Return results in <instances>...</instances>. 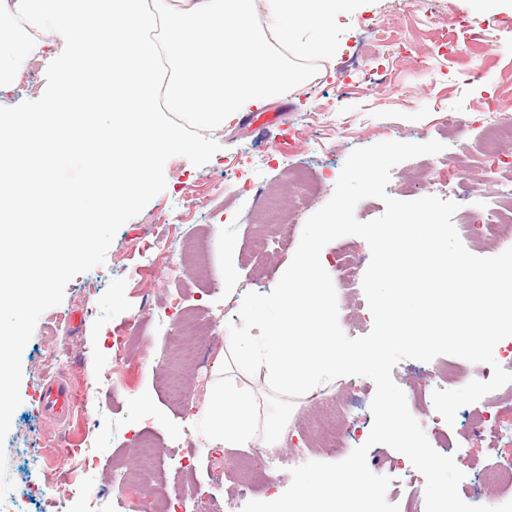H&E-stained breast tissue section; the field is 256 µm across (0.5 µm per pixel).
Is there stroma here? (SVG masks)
<instances>
[{
    "label": "stroma",
    "mask_w": 512,
    "mask_h": 512,
    "mask_svg": "<svg viewBox=\"0 0 512 512\" xmlns=\"http://www.w3.org/2000/svg\"><path fill=\"white\" fill-rule=\"evenodd\" d=\"M344 32L341 48L319 63L318 73L268 107L285 112L280 125H248L229 117L212 137L220 149L200 167L182 156L164 166L166 189L118 230L103 264L76 276L63 301L39 318L22 353V403L14 411L4 443L11 490L0 512H141L151 499L153 512H168L163 497L168 483L182 484L185 512L205 498L208 512H242L252 500L271 502L291 485V468L309 461H336L335 452L318 447L315 424L322 407L333 404L337 426L357 424L361 437L373 425V380L342 376L308 400L296 399L284 429L288 446L282 464L266 458L265 440L247 455L264 468L262 485L242 492L233 465L236 451L210 447L196 426L203 402L180 405L169 396L172 374L198 394L213 379L216 355L224 347L229 323L239 320L248 292L269 293L290 265L307 219L331 198L345 162L357 148L383 141L443 143L442 152L396 165L388 196L412 201L437 196L458 202L455 225L493 206L489 193L471 184L466 167L485 163L482 148L495 135L496 112L512 113V14L492 13L478 0H445L440 16L430 17L428 0H372L365 9L337 17ZM385 31L383 54L354 57L355 44L368 23ZM484 42L468 41L470 29ZM64 49L49 37L41 60L31 62L11 89L0 91V105L13 107L38 99L46 70ZM325 114L310 128L309 113ZM446 112H458L464 124L451 132L441 124ZM448 175L447 187L434 185L429 171ZM282 194L295 222L281 242L258 253L252 224L258 188ZM199 200L185 210L186 196ZM173 238L166 260L156 261L157 241ZM347 253L358 264L350 283L336 280L338 321L348 337L367 335L373 315L362 289L369 265L368 243L344 236L323 250L324 268L336 272V257ZM180 269V276L169 273ZM96 281L95 291L85 284ZM124 332L123 361H115L111 337ZM467 366L471 379L488 380L489 365L441 355L429 362L401 360L392 370L415 419L436 416L431 391L421 382L438 367ZM68 378L78 412L67 426H52L37 402L44 376ZM448 435L435 449L454 456L464 478L459 495L496 507L512 501V487L488 484L482 476L500 460L512 458V383L476 403L461 407L454 422H440ZM162 459L151 468L140 457L143 447ZM370 470L391 477L393 499L406 508L411 492H424L425 478L409 459L377 444L367 453ZM130 487L113 489L115 474Z\"/></svg>",
    "instance_id": "1"
}]
</instances>
